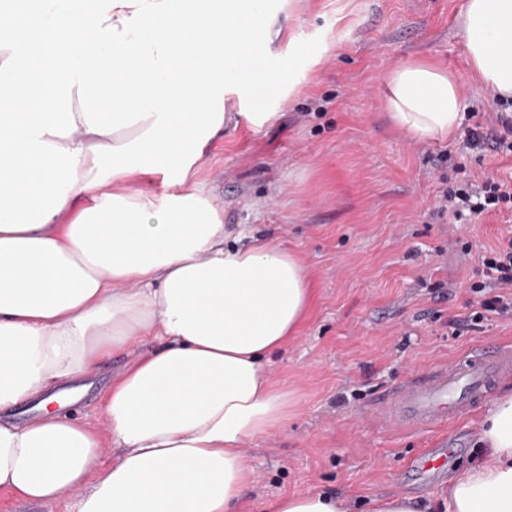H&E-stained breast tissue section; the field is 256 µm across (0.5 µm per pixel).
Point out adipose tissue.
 Returning a JSON list of instances; mask_svg holds the SVG:
<instances>
[{
    "mask_svg": "<svg viewBox=\"0 0 512 512\" xmlns=\"http://www.w3.org/2000/svg\"><path fill=\"white\" fill-rule=\"evenodd\" d=\"M271 0H0V490L77 512H249L242 447L287 427L292 394L266 359L313 302L280 243H228L194 173L228 126L268 122L286 72L270 57ZM480 83L512 100V0H466ZM392 124L445 141L464 119L432 63L385 80ZM247 104L231 112L227 94ZM164 176L176 193L144 185ZM161 345L113 382L105 427L56 389L140 337ZM38 413L19 424L17 404ZM122 450L92 466L104 440ZM484 463L438 499L391 495L376 512H512V389L483 415ZM260 512H346L320 492Z\"/></svg>",
    "mask_w": 512,
    "mask_h": 512,
    "instance_id": "obj_1",
    "label": "adipose tissue"
}]
</instances>
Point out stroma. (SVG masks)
I'll list each match as a JSON object with an SVG mask.
<instances>
[{"label":"stroma","mask_w":512,"mask_h":512,"mask_svg":"<svg viewBox=\"0 0 512 512\" xmlns=\"http://www.w3.org/2000/svg\"><path fill=\"white\" fill-rule=\"evenodd\" d=\"M465 0H283L277 59L291 40L309 44L316 63L296 62V90L259 128L215 137L197 179L241 242L260 237L303 260L314 288L297 336L270 355L268 375L294 403L286 429L243 447L254 483L251 503L325 491L354 512H374L394 492L439 495L446 483L414 476L413 458L453 440L451 473L480 456L474 446L487 403L425 429H393L372 408L392 388L441 363L491 344L512 345V314L475 320L482 257L512 235V209L449 223L443 190L470 176L512 180V154L472 149L469 130L500 131L499 105L475 81L460 31ZM416 61L441 64L465 103L448 141L420 143L390 123L383 80ZM469 247L460 256L459 246ZM145 337L104 360L75 414L100 430L104 396L139 356Z\"/></svg>","instance_id":"1"}]
</instances>
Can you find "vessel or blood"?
<instances>
[{"label": "vessel or blood", "instance_id": "obj_1", "mask_svg": "<svg viewBox=\"0 0 512 512\" xmlns=\"http://www.w3.org/2000/svg\"><path fill=\"white\" fill-rule=\"evenodd\" d=\"M512 373V348H482L453 363L434 367L398 385L374 416L391 428H429L461 417L485 400L493 383ZM450 448L430 449L416 461L424 475L439 478L448 471Z\"/></svg>", "mask_w": 512, "mask_h": 512}]
</instances>
